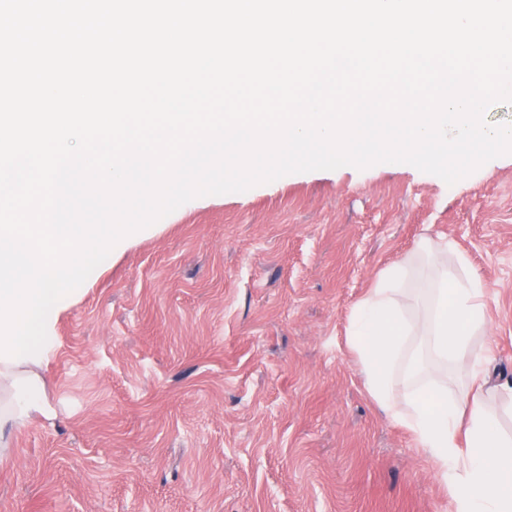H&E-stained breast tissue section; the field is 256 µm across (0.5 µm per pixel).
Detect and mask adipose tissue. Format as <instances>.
<instances>
[{
	"instance_id": "1",
	"label": "adipose tissue",
	"mask_w": 512,
	"mask_h": 512,
	"mask_svg": "<svg viewBox=\"0 0 512 512\" xmlns=\"http://www.w3.org/2000/svg\"><path fill=\"white\" fill-rule=\"evenodd\" d=\"M423 260L426 316L412 321L403 300ZM487 292L453 241L421 239L382 269L350 317L347 342L375 403L407 428L438 470L455 512H512V435L496 411L512 387L487 383L489 352L474 349L486 326ZM467 362L463 395L448 393L435 367Z\"/></svg>"
}]
</instances>
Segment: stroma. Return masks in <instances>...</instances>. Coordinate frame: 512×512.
I'll return each mask as SVG.
<instances>
[{"instance_id":"35a3bbf8","label":"stroma","mask_w":512,"mask_h":512,"mask_svg":"<svg viewBox=\"0 0 512 512\" xmlns=\"http://www.w3.org/2000/svg\"><path fill=\"white\" fill-rule=\"evenodd\" d=\"M491 293L512 384V156L447 185L344 166L196 198L105 265L38 370L51 417L0 430V512H453L367 392L356 303L422 237Z\"/></svg>"}]
</instances>
